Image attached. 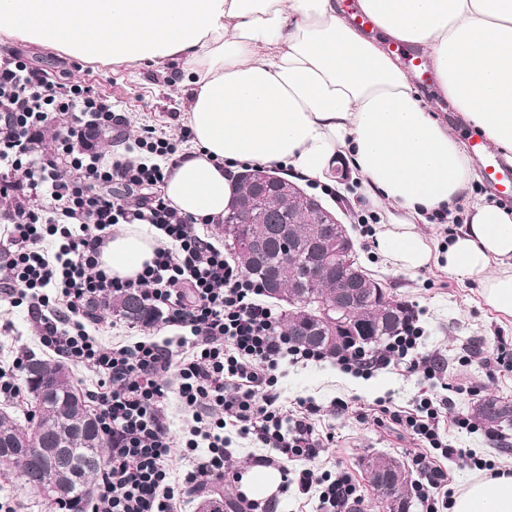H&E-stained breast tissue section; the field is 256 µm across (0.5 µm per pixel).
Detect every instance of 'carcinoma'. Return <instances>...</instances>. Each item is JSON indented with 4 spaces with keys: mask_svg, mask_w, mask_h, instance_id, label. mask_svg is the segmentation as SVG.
I'll use <instances>...</instances> for the list:
<instances>
[{
    "mask_svg": "<svg viewBox=\"0 0 512 512\" xmlns=\"http://www.w3.org/2000/svg\"><path fill=\"white\" fill-rule=\"evenodd\" d=\"M267 216L261 203L253 209V219L244 220L234 210L224 213V226L235 233L224 235V247L237 252L243 244L255 239L262 241L246 273L256 281L275 275L281 282L283 299L294 309L313 299H321L335 290L330 281H310L301 272L311 260L310 240L306 228L300 224L294 229L291 248L281 247L275 238L266 236ZM105 308L132 323L150 325L158 315L138 295L115 298ZM408 308L388 291L380 281L367 292L357 310L344 318L345 326L338 329V343L330 344L324 336L303 338L297 331L304 325L292 315L286 319V331L301 345L316 347L332 357L355 342L375 348L402 329ZM26 381L34 403V413L40 422L39 447L51 458H44L34 449L18 441L16 447L0 449V475L18 473L25 485L50 498L53 503L68 506L70 512H81V505L95 495L97 477L105 459L106 445L101 442L96 421L87 409L83 393L76 387L64 365L40 357H32L25 368ZM472 415L495 435L507 440L512 428V402L494 395L473 402ZM0 434H24L18 418L0 413Z\"/></svg>",
    "mask_w": 512,
    "mask_h": 512,
    "instance_id": "obj_1",
    "label": "carcinoma"
}]
</instances>
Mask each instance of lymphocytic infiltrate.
<instances>
[{
  "instance_id": "obj_1",
  "label": "lymphocytic infiltrate",
  "mask_w": 512,
  "mask_h": 512,
  "mask_svg": "<svg viewBox=\"0 0 512 512\" xmlns=\"http://www.w3.org/2000/svg\"><path fill=\"white\" fill-rule=\"evenodd\" d=\"M121 124L111 97L93 86L55 80L21 53H0V197L10 202L0 210V296L28 306L44 351L95 379L88 396L109 448L83 512H179L207 483L234 492L240 512H274V501L238 493L242 475L224 438L229 427L267 448L262 465L305 462L298 491L318 490L324 512H351L361 499L352 474L309 466L325 450L315 422L322 406L301 400L290 410L275 391L283 361L319 362L323 353L292 343L258 283L162 193L167 168L193 138L190 127L169 134L145 128L117 159L97 144ZM118 224L150 225L161 239L133 280L99 267ZM131 293L163 324L181 329L177 342L108 344L91 334L97 305ZM421 335L412 316L376 351L352 345L336 361L362 374L403 363L432 379L434 359L409 356ZM173 390L190 416L178 440L166 412ZM382 412L419 443L412 462L426 479L414 495L424 512H439L447 475L438 461L453 454L439 410L424 401L415 414L388 406Z\"/></svg>"
}]
</instances>
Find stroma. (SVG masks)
<instances>
[{
  "mask_svg": "<svg viewBox=\"0 0 512 512\" xmlns=\"http://www.w3.org/2000/svg\"><path fill=\"white\" fill-rule=\"evenodd\" d=\"M4 49L21 52L48 73L94 86L99 93L111 97L114 111L122 114L126 122L114 137L100 141L104 152H122L125 141L135 139L143 127L172 133L188 122L185 97L172 82L181 72L178 63L106 65L19 38L0 42V51ZM352 179V174H345L335 184L336 196L324 194L320 200L337 212L348 227L361 264L417 312L423 335L414 354L437 355L447 369L448 384L432 385L393 365L366 376L342 371L332 358L308 365H284L277 384L284 405L290 407L297 400L310 399L324 407L339 400L350 406L349 413L318 419L319 430L331 434L332 439L327 452L313 461V468L349 470L362 485L363 512H378L372 491L365 484L366 457L393 458L411 481L420 478L411 462L415 441L399 426L381 421L380 404L387 401L394 408L413 413L420 400L428 398L444 416L449 445L464 452L463 457L440 462L448 474L450 492H457L477 476L473 466L477 460L512 473V448L502 449L499 439L489 437L485 431L460 430L453 424L455 413L467 412L472 402L485 395L512 401V370L491 361L494 344L512 350V317L491 308L476 281L459 279L436 265L409 273L388 264L374 246L370 225L358 223L355 218L359 204L346 191ZM21 345L33 354L41 352L26 306L0 308V362L8 361ZM0 499L14 503L18 512H58L55 504L25 486L15 474L0 476Z\"/></svg>",
  "mask_w": 512,
  "mask_h": 512,
  "instance_id": "35a3bbf8",
  "label": "stroma"
}]
</instances>
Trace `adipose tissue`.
Masks as SVG:
<instances>
[{
  "label": "adipose tissue",
  "mask_w": 512,
  "mask_h": 512,
  "mask_svg": "<svg viewBox=\"0 0 512 512\" xmlns=\"http://www.w3.org/2000/svg\"><path fill=\"white\" fill-rule=\"evenodd\" d=\"M356 2L387 40L426 55L464 122L512 163V0ZM0 35L104 64L182 61L194 139L163 187L180 213L223 223L235 164L323 182L341 155L384 210L379 252L403 270L435 264L479 280L486 303L512 316V210L472 199L473 157L340 0H0ZM465 198L447 240L421 232ZM159 243L118 228L100 267L137 278ZM451 512H512V475L475 477Z\"/></svg>",
  "instance_id": "adipose-tissue-1"
}]
</instances>
